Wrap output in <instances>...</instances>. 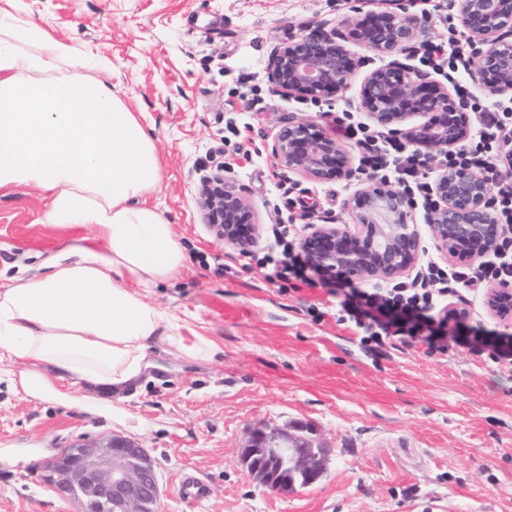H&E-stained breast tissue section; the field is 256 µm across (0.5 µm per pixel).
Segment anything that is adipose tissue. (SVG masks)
<instances>
[{"label": "adipose tissue", "instance_id": "ef3b65f1", "mask_svg": "<svg viewBox=\"0 0 512 512\" xmlns=\"http://www.w3.org/2000/svg\"><path fill=\"white\" fill-rule=\"evenodd\" d=\"M13 7L0 0V189L39 187L49 195L40 223L86 233L0 284V374L68 402L67 382L123 392L159 341L184 362L211 360L214 340L144 299L185 262L165 214L141 203L163 179L152 133L101 79L91 50Z\"/></svg>", "mask_w": 512, "mask_h": 512}]
</instances>
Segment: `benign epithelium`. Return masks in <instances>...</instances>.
Wrapping results in <instances>:
<instances>
[{
	"label": "benign epithelium",
	"mask_w": 512,
	"mask_h": 512,
	"mask_svg": "<svg viewBox=\"0 0 512 512\" xmlns=\"http://www.w3.org/2000/svg\"><path fill=\"white\" fill-rule=\"evenodd\" d=\"M480 74L491 93H512V0H453ZM424 35L418 18L405 7L382 11L367 21L348 20L344 29L311 30L276 44L267 78L277 93L327 102L337 96L354 69L346 43L358 41L381 56L405 49ZM360 107L379 127L425 155L446 153L469 138L464 105L441 85L424 80L392 61L370 71L359 90ZM426 121L412 124L410 118ZM272 154L276 168L315 181L349 180L354 171L348 152L336 139L303 119L288 121L277 133ZM201 206L219 225L224 240L250 250L259 241L252 211L237 188L215 173L203 179ZM413 196L386 181L355 194L350 224H310L299 236L308 262L334 277L388 284L413 270L424 251L415 222ZM425 223L435 248L459 263L483 257L500 233L488 182L467 165L445 168L432 185ZM483 305L506 326L512 325V285L486 290ZM261 449L268 465H248L250 476L272 485L283 470L315 483L324 473V451L308 440L276 428L252 430L246 458ZM53 491L74 500L82 512H154L162 490L154 460L137 442L113 435L80 440L44 465Z\"/></svg>",
	"instance_id": "obj_1"
}]
</instances>
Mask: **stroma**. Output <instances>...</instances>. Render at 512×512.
<instances>
[{"mask_svg":"<svg viewBox=\"0 0 512 512\" xmlns=\"http://www.w3.org/2000/svg\"><path fill=\"white\" fill-rule=\"evenodd\" d=\"M378 0H17L68 43L91 47L112 89L151 130L164 167L146 196L185 246L178 279L151 289L150 305L188 312L220 347L209 362H182L157 344L153 361L123 393L120 413L35 399L0 381V448H38L42 460L77 439L135 440L154 460L161 512H512V376L450 345L447 355L402 345L375 356L333 314L307 307L325 288L285 289L207 223L199 180L222 172L250 203L257 252L274 225L346 224L360 181L316 182L277 173L272 146L289 118L331 131L333 114L358 112L374 68L416 53L381 57L351 42L356 61L337 100L272 92L275 44L302 30L340 26ZM49 202L33 186L0 189V275L36 269L42 253L83 235L39 223ZM269 426L327 448L324 475L279 492L250 478L243 463L251 429ZM35 460L0 461V512H80L55 496ZM202 477L210 498L188 510L182 471Z\"/></svg>","mask_w":512,"mask_h":512,"instance_id":"1","label":"stroma"}]
</instances>
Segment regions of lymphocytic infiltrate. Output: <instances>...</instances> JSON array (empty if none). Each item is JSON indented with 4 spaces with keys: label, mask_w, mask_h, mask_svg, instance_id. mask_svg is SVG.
Masks as SVG:
<instances>
[{
    "label": "lymphocytic infiltrate",
    "mask_w": 512,
    "mask_h": 512,
    "mask_svg": "<svg viewBox=\"0 0 512 512\" xmlns=\"http://www.w3.org/2000/svg\"><path fill=\"white\" fill-rule=\"evenodd\" d=\"M422 49V62L448 81L459 101H467L469 87L462 74L469 71L472 59L466 39L452 36L444 43H425ZM333 123L337 134L356 147L357 169L366 178H390L409 191L429 194L431 185L425 180L428 159L417 149L352 121L347 114L334 117ZM504 148L512 152V107L476 102L472 104L469 139L441 159L446 167L472 165L496 192L495 217L503 232L487 257L453 269L430 254L407 281L382 288L344 282L336 321L352 331L366 350L381 352L386 343L397 339L405 346H422L428 355L447 354L449 340L458 337L449 327L447 299L470 304L479 300L489 284L512 283V174L501 169L498 159ZM239 257L268 269L273 280H294L310 288L332 283L331 276L317 271L288 243L276 256L259 257L247 250Z\"/></svg>",
    "instance_id": "1"
}]
</instances>
